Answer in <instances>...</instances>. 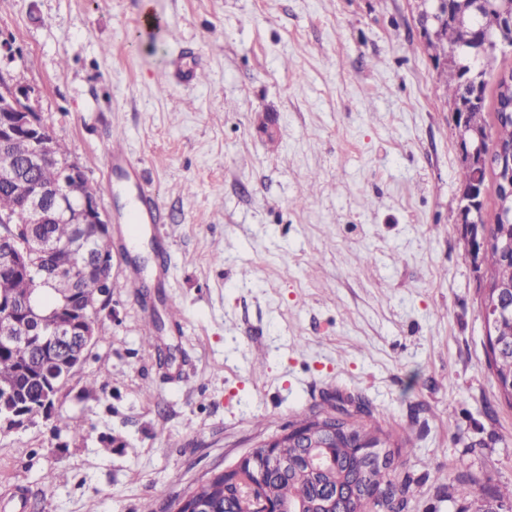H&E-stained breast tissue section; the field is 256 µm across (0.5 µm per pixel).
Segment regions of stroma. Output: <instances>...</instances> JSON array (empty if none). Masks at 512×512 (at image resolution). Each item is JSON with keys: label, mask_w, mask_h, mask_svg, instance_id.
Segmentation results:
<instances>
[{"label": "stroma", "mask_w": 512, "mask_h": 512, "mask_svg": "<svg viewBox=\"0 0 512 512\" xmlns=\"http://www.w3.org/2000/svg\"><path fill=\"white\" fill-rule=\"evenodd\" d=\"M1 39L17 54L0 71L113 227L87 361L50 421L0 429V512H162L336 395L367 398L410 435L409 468L440 473L412 512H476L512 484V409L483 411L496 385L458 131L417 0H0ZM178 58L204 80L170 76ZM117 136L168 215L160 245L120 221L135 189L106 172ZM173 308L146 347L145 316ZM52 469L66 482L44 484ZM462 474L475 495L449 501Z\"/></svg>", "instance_id": "1"}]
</instances>
